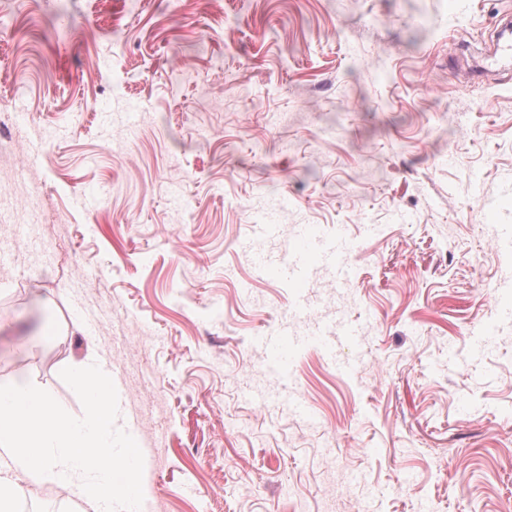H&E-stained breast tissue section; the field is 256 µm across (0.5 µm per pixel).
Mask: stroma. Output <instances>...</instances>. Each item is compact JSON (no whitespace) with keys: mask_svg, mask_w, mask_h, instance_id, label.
Here are the masks:
<instances>
[{"mask_svg":"<svg viewBox=\"0 0 512 512\" xmlns=\"http://www.w3.org/2000/svg\"><path fill=\"white\" fill-rule=\"evenodd\" d=\"M506 17L0 0V230L41 218L0 264V383L79 418L61 370L110 369L152 512H512ZM305 224L348 237V282L283 279ZM28 505L92 512L53 483Z\"/></svg>","mask_w":512,"mask_h":512,"instance_id":"1","label":"stroma"}]
</instances>
